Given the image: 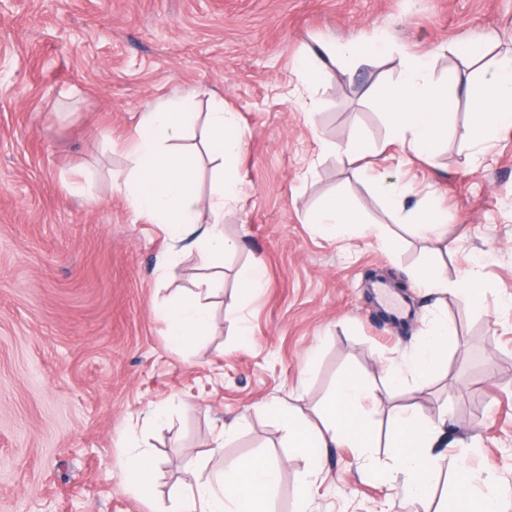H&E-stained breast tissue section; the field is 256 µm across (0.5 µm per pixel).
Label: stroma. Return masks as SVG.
I'll return each instance as SVG.
<instances>
[{
	"instance_id": "obj_1",
	"label": "stroma",
	"mask_w": 512,
	"mask_h": 512,
	"mask_svg": "<svg viewBox=\"0 0 512 512\" xmlns=\"http://www.w3.org/2000/svg\"><path fill=\"white\" fill-rule=\"evenodd\" d=\"M353 37L385 48L350 76L302 71L319 43ZM464 43L483 45L484 59ZM510 53L512 0H0V512H168L189 465L250 454L280 466L274 512H436L458 493L453 479L435 499H409L384 447L370 471L357 449H329L306 479L260 411L291 403L316 419L351 373L374 385L376 421L408 404L447 410L457 462L512 512V127L496 133L489 167H474L469 104L451 85ZM412 57L448 85L452 134L427 160L348 165L335 144L384 147L387 119L368 89L396 84ZM217 98L246 132L245 192L224 211V235L242 248L205 270L113 192L112 176L129 167L143 113L166 99L207 112ZM389 183L411 201L432 194L449 254L396 223ZM332 195L368 232L313 231L309 215ZM388 235L402 248L387 249ZM256 260L265 277L249 291L241 273ZM431 263L451 282L477 271L484 290L477 307L448 298L455 334L420 380L409 339L436 309L409 273ZM206 275L219 281L210 330L178 348L153 307ZM379 282L413 302L406 321L383 310ZM160 405L166 416L152 419ZM132 436L159 463L147 498L120 474Z\"/></svg>"
}]
</instances>
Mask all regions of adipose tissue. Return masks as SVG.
Listing matches in <instances>:
<instances>
[{"instance_id": "ef3b65f1", "label": "adipose tissue", "mask_w": 512, "mask_h": 512, "mask_svg": "<svg viewBox=\"0 0 512 512\" xmlns=\"http://www.w3.org/2000/svg\"><path fill=\"white\" fill-rule=\"evenodd\" d=\"M464 91L471 104L470 136L475 144L487 143L499 128L512 124V58L501 60L481 80L466 82ZM373 96L387 116L391 143L403 151L429 157L447 137L452 108L448 88L433 80L424 60H408L400 81L375 88ZM200 119L206 129L204 149L219 164L212 193L205 201L195 189L197 172L191 157L174 146ZM244 144L245 133L235 113L225 111L222 103H215L212 112L201 118L186 111L180 102L162 101L136 125L130 142L131 171L117 189L151 223L169 225L173 244L190 242L202 267H216L236 248L225 238L219 220L226 206L240 196L237 176L223 168L222 162ZM385 200L393 212L406 214L411 223L428 229L438 242L447 241V219L429 201L406 208L399 187L394 185L386 188ZM204 205L213 214L214 223H198ZM310 222L319 234L329 237L358 224L359 217L347 202L330 197L312 214ZM216 286L215 280L202 279L188 297L162 308L167 335L174 345L192 346L208 333L212 317L207 300ZM452 333V325L440 318L427 335L419 337L415 367L420 376H432L437 370L442 348ZM374 397L373 388L363 378L348 375L323 404L319 424H311L303 410L292 405H271L266 412L281 421L294 457L307 460L318 470L326 449L345 445L365 451L377 447L381 438L364 410L365 402ZM447 422V414L429 419L412 404L390 417L387 441L393 474L402 477L415 496L426 497L432 491L441 461L436 449L443 441ZM279 475L277 463L256 456L240 458L228 469L197 480L195 487L174 488L170 493L173 512H270V497Z\"/></svg>"}]
</instances>
